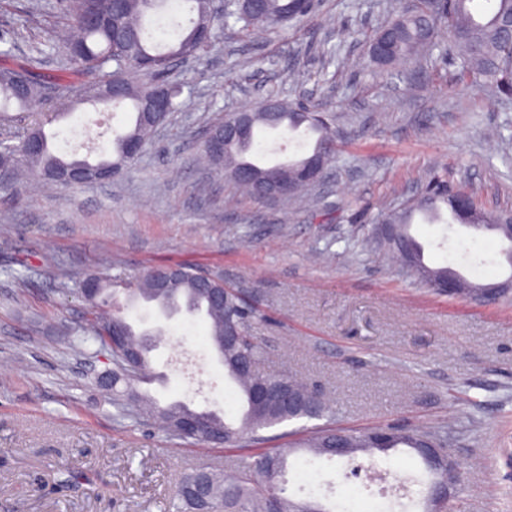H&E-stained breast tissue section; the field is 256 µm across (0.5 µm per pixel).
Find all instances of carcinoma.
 Returning <instances> with one entry per match:
<instances>
[{
	"label": "carcinoma",
	"mask_w": 512,
	"mask_h": 512,
	"mask_svg": "<svg viewBox=\"0 0 512 512\" xmlns=\"http://www.w3.org/2000/svg\"><path fill=\"white\" fill-rule=\"evenodd\" d=\"M171 0H121L112 5L110 0H65L66 26L72 35L60 47L61 74L49 76L41 71V51L31 49L23 63L9 66L0 65V119H10L9 111L16 108V130L8 137V147L0 150V168L12 177L4 186H12L18 179L19 171L25 170L35 180L51 183L46 174L57 169L72 166L74 158L56 155L49 147L45 126L63 120L67 110L82 104L91 95H98L99 87L113 80H122L127 85L126 96L112 102L119 107L129 102L138 106L140 97L148 93L156 77L168 84L170 99L164 118L178 111L184 102L183 86L169 75L173 66L171 56H181L185 61L200 57L211 46L215 30L238 28L239 33L248 36L259 26L286 23L308 15L315 8L314 0H262L258 12H245L239 0H224V8L210 12L208 0H190L195 17L191 26L178 33L173 41L167 37L171 32L166 25L158 24L159 37L146 35L144 17L147 13L158 12L170 7ZM97 16L100 21L93 26L87 19ZM512 18V0H418L406 11L392 17L382 31L388 33L390 50L378 67L408 62L418 53L433 46L431 33L440 28L448 34L449 52L442 58L452 63L460 77L475 87L491 86L498 93L512 95V44L501 34L504 20ZM27 76L34 80L30 92L20 97L14 90L15 78ZM75 79L78 95L66 96L70 87L69 79ZM49 86L57 88L54 100L55 110L46 112L41 107V96ZM317 108L300 105H286L279 116L278 125L289 130L305 127L306 132L316 135L312 153H324L327 160L336 155V130L332 118L325 112L313 118ZM268 123L257 117L255 123L240 139L224 145V155L212 156L207 144L203 152L210 161L224 167V175L232 178V171L239 165L252 166L244 159L250 149L255 129ZM151 129L142 125L141 114L135 113L131 126L123 131L113 132L112 154L101 158L103 164L117 168V175L126 173L133 164L125 156L129 139L136 137L148 145ZM308 157L303 156L263 168L274 178L289 181L287 174L305 166ZM461 189L448 183L440 175H433L421 191L405 203L393 207L373 220L366 244L373 245L396 255L402 267L421 285L438 292V285L455 271L446 266L432 267L423 259L422 245L411 235V224L416 216L449 213L457 224L468 222L476 231H497L496 224L505 216L502 211H488L473 207L469 217L463 218L448 207V191ZM185 277L181 284L159 294L153 288L150 276L136 280L135 287L127 289L129 304L139 302L155 303L170 312L180 310L178 300L187 302L190 313L205 312L209 319V337L218 350L224 351V372L238 388L242 402V413L238 420H227L216 413H194L206 421L196 433L194 440L209 444L217 433L222 434L226 446H241L243 454L237 460L235 475L226 478L213 471L200 469L185 476L179 483L174 496L177 510L191 512H333L318 501H294L282 495L277 486L279 477L286 473L288 456L304 451L315 457H351L363 453L374 457L386 454L399 447L416 456L421 464L425 479L416 480V491L421 512H429L436 492L444 485L453 489L460 486L461 472L458 464L448 466V431L444 426L405 431L395 425L379 426L360 433L341 429L314 427L308 431V438L289 448H259L264 440L259 431L273 428L285 422L298 420L300 416L290 415L273 405L251 404L250 393L255 384L252 374L237 369L239 360L249 358L257 365L263 364L264 350L251 335L252 323L257 310L228 289L226 305L214 307L205 295L196 288L195 281L201 270L191 264L183 265ZM99 292L90 302L93 318L83 335L74 341L75 349L84 350L85 344L106 346V334L112 324L122 323L125 328V343L112 350V386L105 393L112 400L116 416L123 420H159L168 435L180 438L177 431L178 419L191 413L188 407L179 403L161 406L140 394L136 384L149 372V352L156 346L162 332H136L124 316L108 304L109 282L97 279ZM236 322L243 336L234 345L224 344V328L228 321ZM140 352L137 366L130 369L125 362L126 349ZM292 390L316 406L314 418L327 416L329 409L323 397L309 389L294 377H289Z\"/></svg>",
	"instance_id": "1"
}]
</instances>
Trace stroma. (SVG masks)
I'll return each mask as SVG.
<instances>
[{"label": "stroma", "mask_w": 512, "mask_h": 512, "mask_svg": "<svg viewBox=\"0 0 512 512\" xmlns=\"http://www.w3.org/2000/svg\"><path fill=\"white\" fill-rule=\"evenodd\" d=\"M410 0H321L308 18L244 36L217 31L200 61L177 68L184 108L154 130L122 177L107 184L0 190V512H171L184 473L235 468L236 450L173 441L118 421L95 385L109 352L70 342L89 307L80 281L99 274L124 305V288L155 265L189 263L239 289L263 317L252 326L267 365L324 390L325 426L358 432L384 424L448 429L466 478L447 512H512V303L448 299L362 247L374 217L441 172L488 210L512 209V99L458 80L435 55L381 71L368 40ZM20 31L21 58L39 46L55 73L63 30L54 0H0V32ZM355 60L328 66L333 48ZM273 96L335 114L336 158L320 185L288 200L239 194L199 147L227 112ZM129 111L87 106L51 125L66 155L97 124L120 128ZM425 261L480 283L512 276L493 233L414 221ZM150 354L163 384L140 392L166 404L238 415L206 323L179 313ZM286 494L327 507L377 502L367 469L420 475L405 449L370 459L288 458ZM79 477L59 487L61 472Z\"/></svg>", "instance_id": "35a3bbf8"}]
</instances>
